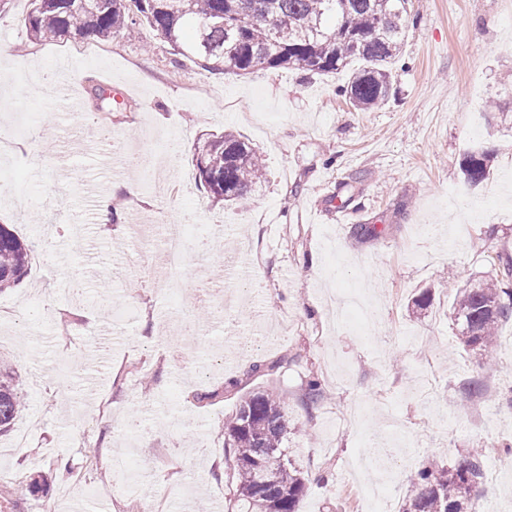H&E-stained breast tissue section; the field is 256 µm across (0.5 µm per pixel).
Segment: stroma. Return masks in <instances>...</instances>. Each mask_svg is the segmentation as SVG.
Instances as JSON below:
<instances>
[{
  "mask_svg": "<svg viewBox=\"0 0 512 512\" xmlns=\"http://www.w3.org/2000/svg\"><path fill=\"white\" fill-rule=\"evenodd\" d=\"M31 8H0V130L26 131L0 148V224L34 246L24 281L0 293V359L39 425L20 448L0 436V467L22 475L0 483V512H195L200 500L230 512L224 422L266 388L288 403L285 452L308 485L300 512H354L376 484L386 496L370 512H399L417 470L474 448L496 476L474 503L506 512L512 321L489 369L457 340L452 306L512 257V0H410L418 22L397 96L369 111L338 95L344 74L215 76L144 23L105 43L36 41L22 23ZM46 72L75 88L71 113L33 94ZM105 73L124 95L109 113L87 84ZM227 129L265 160L244 207L208 197L192 161L200 137ZM478 147L491 175L472 185L459 164ZM127 181L140 198L122 197L118 223L101 226L92 190ZM158 210L192 227L176 270L131 244L133 225ZM229 256L253 263L229 269ZM202 277L224 294L191 339ZM426 290L431 306L413 314ZM312 375L323 395L310 404ZM371 441L382 468L357 467ZM85 465L97 494L62 498Z\"/></svg>",
  "mask_w": 512,
  "mask_h": 512,
  "instance_id": "obj_1",
  "label": "stroma"
}]
</instances>
